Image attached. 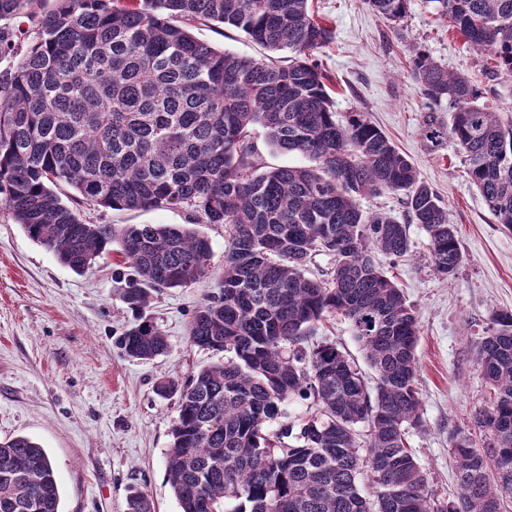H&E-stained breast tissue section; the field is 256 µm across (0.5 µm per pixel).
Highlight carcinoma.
<instances>
[{"instance_id": "cac0c4a2", "label": "carcinoma", "mask_w": 512, "mask_h": 512, "mask_svg": "<svg viewBox=\"0 0 512 512\" xmlns=\"http://www.w3.org/2000/svg\"><path fill=\"white\" fill-rule=\"evenodd\" d=\"M431 2L492 61L489 79L512 74V0ZM365 3L398 24L409 0ZM35 4L0 0V58H16L0 78V203L76 273L106 250L122 258L131 272L117 273L114 293L139 315L117 340L126 357L166 352L145 311L153 293L209 275L211 241L169 224H85L78 207L179 208L194 224L224 225V273L188 328L191 345L224 359L155 388L178 399L167 472L181 512H502L512 499V311L493 310L477 343L491 400L475 422L489 448L448 432L457 495L441 499L407 441L422 426L419 317L371 253L401 259L408 225L419 224L439 276L454 277L464 254L411 160L362 112L336 124L309 57L332 31L310 0H56L34 31L9 24ZM190 21L292 56L232 55L197 39ZM412 74L426 138L455 141L472 184L512 230V123L424 50ZM253 125L308 164L259 171ZM382 193L400 198L407 221L360 209L358 198ZM321 252L333 267L307 276ZM329 313L348 320L374 383L347 352L315 340ZM294 397L314 406L297 424L282 419ZM0 512H59L50 458L28 437L0 441ZM126 512L154 504L134 492Z\"/></svg>"}]
</instances>
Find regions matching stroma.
Segmentation results:
<instances>
[{
  "label": "stroma",
  "mask_w": 512,
  "mask_h": 512,
  "mask_svg": "<svg viewBox=\"0 0 512 512\" xmlns=\"http://www.w3.org/2000/svg\"><path fill=\"white\" fill-rule=\"evenodd\" d=\"M331 41L312 51L331 80L337 123L360 111L382 129L432 186L456 225L464 262L444 279L429 263L428 237L411 225L404 260H382L419 316L420 428L408 436L430 485L455 495L448 433L487 439L473 415L488 399L476 344L491 310H512V231L498 224L471 183L452 140L433 146L423 131V96L410 71L424 48L449 72L468 77L485 102L512 121V74L485 76L486 59L436 15L430 0H410L406 18L392 24L363 0H312ZM199 40L248 58L264 50L238 30L200 25ZM88 224H184L180 209L115 211L81 208ZM212 243L211 273L183 288L154 294L148 313L168 340L165 354L147 361L123 355L116 340L136 321L113 293L117 258L98 256L78 274L31 240L0 208V441L22 435L47 452L60 489V512H125L130 490L147 493L156 512H179L166 468L176 398L157 396L162 379H185L215 362L188 342L187 328L205 293L216 290L224 267V227H199Z\"/></svg>",
  "instance_id": "stroma-1"
}]
</instances>
